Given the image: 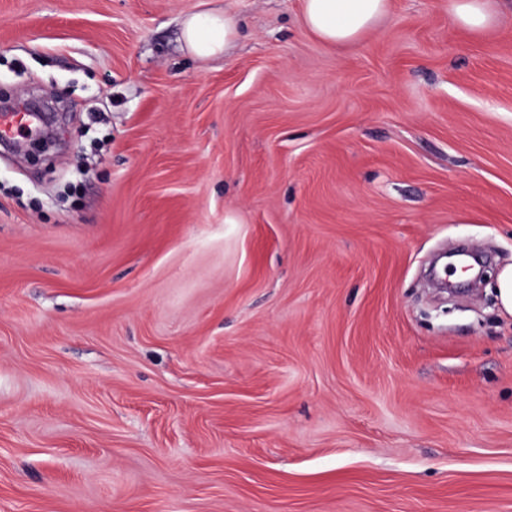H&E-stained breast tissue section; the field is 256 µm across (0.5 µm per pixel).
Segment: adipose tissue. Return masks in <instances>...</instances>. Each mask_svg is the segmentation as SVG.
I'll use <instances>...</instances> for the list:
<instances>
[{
	"label": "adipose tissue",
	"mask_w": 512,
	"mask_h": 512,
	"mask_svg": "<svg viewBox=\"0 0 512 512\" xmlns=\"http://www.w3.org/2000/svg\"><path fill=\"white\" fill-rule=\"evenodd\" d=\"M391 0H303L302 24L323 43L353 47L390 13ZM451 23L478 34L502 26L500 0H448ZM239 34L229 9H207L187 16L182 35L189 53L201 59L217 58L231 50Z\"/></svg>",
	"instance_id": "ef3b65f1"
}]
</instances>
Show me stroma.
I'll use <instances>...</instances> for the list:
<instances>
[{
    "instance_id": "stroma-1",
    "label": "stroma",
    "mask_w": 512,
    "mask_h": 512,
    "mask_svg": "<svg viewBox=\"0 0 512 512\" xmlns=\"http://www.w3.org/2000/svg\"><path fill=\"white\" fill-rule=\"evenodd\" d=\"M212 6L0 0V512H512V32ZM391 0H303L302 24L323 43L353 47L390 13ZM239 34L234 14L224 9H207L187 16L182 35L189 53L201 59L225 56ZM496 297L503 311L512 315V264L505 266L497 277Z\"/></svg>"
}]
</instances>
